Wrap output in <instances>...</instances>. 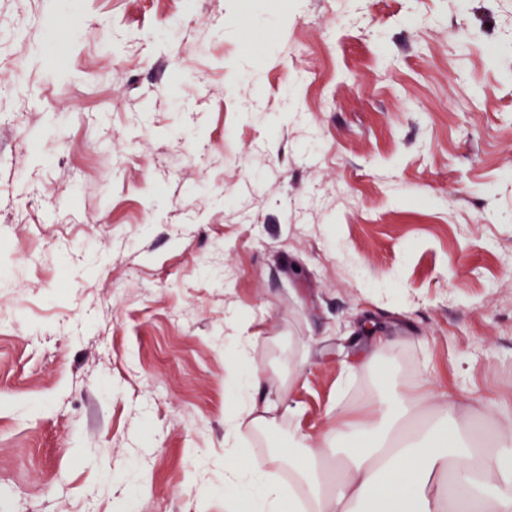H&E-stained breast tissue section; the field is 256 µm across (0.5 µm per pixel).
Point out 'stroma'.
<instances>
[{"instance_id":"1","label":"stroma","mask_w":512,"mask_h":512,"mask_svg":"<svg viewBox=\"0 0 512 512\" xmlns=\"http://www.w3.org/2000/svg\"><path fill=\"white\" fill-rule=\"evenodd\" d=\"M0 506L225 512L416 379L512 407V0H0Z\"/></svg>"}]
</instances>
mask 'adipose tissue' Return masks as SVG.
Here are the masks:
<instances>
[{
    "instance_id": "ef3b65f1",
    "label": "adipose tissue",
    "mask_w": 512,
    "mask_h": 512,
    "mask_svg": "<svg viewBox=\"0 0 512 512\" xmlns=\"http://www.w3.org/2000/svg\"><path fill=\"white\" fill-rule=\"evenodd\" d=\"M241 336L224 359L239 404L224 420L225 512H512V409L494 426L462 424L459 406L430 386L372 405L357 423L301 435L287 454L259 457L244 433L273 422L280 395L263 387ZM432 408L429 424L402 421ZM287 467V482L271 469Z\"/></svg>"
}]
</instances>
